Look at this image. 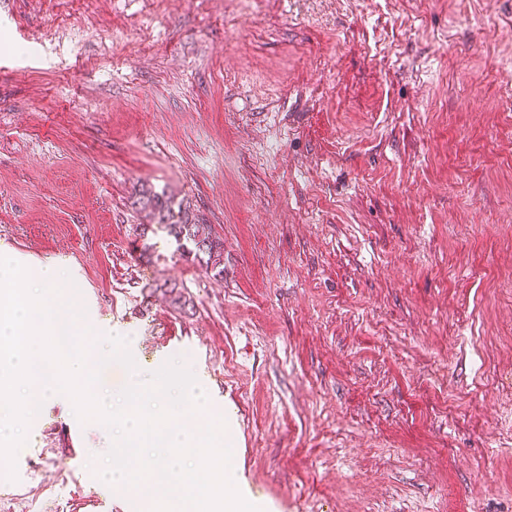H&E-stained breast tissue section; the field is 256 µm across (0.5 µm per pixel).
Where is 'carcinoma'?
Listing matches in <instances>:
<instances>
[{
    "mask_svg": "<svg viewBox=\"0 0 512 512\" xmlns=\"http://www.w3.org/2000/svg\"><path fill=\"white\" fill-rule=\"evenodd\" d=\"M138 204L150 210L156 224L174 238L180 256L198 263L207 273L224 275V240L213 235L189 205L177 204L149 188L141 191ZM149 293L178 313L185 314L194 307L190 296L175 282L157 283Z\"/></svg>",
    "mask_w": 512,
    "mask_h": 512,
    "instance_id": "obj_1",
    "label": "carcinoma"
}]
</instances>
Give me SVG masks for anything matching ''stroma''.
Here are the masks:
<instances>
[{
	"mask_svg": "<svg viewBox=\"0 0 512 512\" xmlns=\"http://www.w3.org/2000/svg\"><path fill=\"white\" fill-rule=\"evenodd\" d=\"M482 2L0 0V241L138 369L190 363L261 512H512V0ZM145 186L223 277L161 229L140 258ZM73 414L0 512H96ZM138 204L149 209L156 224L174 238L180 256L196 261L206 273L223 277L224 241L212 234L209 224H204L190 205L175 204L149 188L142 189ZM149 293L150 297L161 300L169 308L178 313L186 314L194 307L190 296L175 282L165 281L160 284L156 283L155 287L149 288Z\"/></svg>",
	"mask_w": 512,
	"mask_h": 512,
	"instance_id": "stroma-1",
	"label": "stroma"
}]
</instances>
